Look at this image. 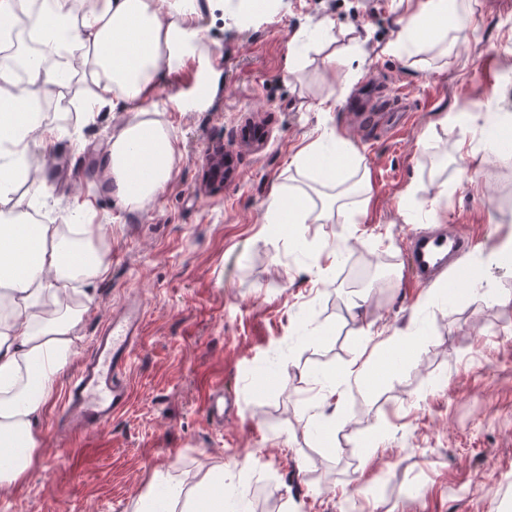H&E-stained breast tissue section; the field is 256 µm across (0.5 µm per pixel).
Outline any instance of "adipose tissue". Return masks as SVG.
<instances>
[{
	"label": "adipose tissue",
	"mask_w": 512,
	"mask_h": 512,
	"mask_svg": "<svg viewBox=\"0 0 512 512\" xmlns=\"http://www.w3.org/2000/svg\"><path fill=\"white\" fill-rule=\"evenodd\" d=\"M399 3L403 25L388 47L398 56L447 40L470 8V0ZM202 5L203 0H0V51H12L25 71L24 80H17L13 62H0V302L10 308L0 318L1 486L29 476L37 425L81 341L85 310L65 305L68 286L102 279L110 267L105 228L92 223L91 202L73 203L70 235L59 225L36 223L12 204L24 183L37 195L47 193L39 177L41 157L63 130L42 119L40 103L81 77L91 85L80 106L82 122H94L106 110L129 113L106 143L101 177L125 209L151 204L172 178L178 147L171 127L149 103L166 71L206 49ZM466 124L469 135L456 147L462 161L494 154L498 142L512 137L497 117L471 112ZM329 139L320 133L293 163L298 172L314 171L331 195L315 199L299 187L277 186L267 201L266 223L287 232L297 224L353 223V211L335 192L350 156L328 152ZM412 347L410 336H390L383 352L355 365L349 375L357 384H373ZM212 469L216 481L197 497L184 498L181 485L166 478L165 496L147 492L133 512H175L180 501L182 512H246L244 494L219 477L223 461Z\"/></svg>",
	"instance_id": "ef3b65f1"
}]
</instances>
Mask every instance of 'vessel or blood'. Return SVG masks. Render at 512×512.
Returning <instances> with one entry per match:
<instances>
[{
    "mask_svg": "<svg viewBox=\"0 0 512 512\" xmlns=\"http://www.w3.org/2000/svg\"><path fill=\"white\" fill-rule=\"evenodd\" d=\"M467 238L456 234H426L410 242L409 263L418 279L425 282L436 273L454 267L469 248ZM140 309H129L111 320L96 336L90 355L76 368L64 395L63 420L74 432H90L109 424L131 399L125 375L141 339Z\"/></svg>",
    "mask_w": 512,
    "mask_h": 512,
    "instance_id": "obj_1",
    "label": "vessel or blood"
}]
</instances>
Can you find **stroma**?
<instances>
[{
    "label": "stroma",
    "instance_id": "stroma-1",
    "mask_svg": "<svg viewBox=\"0 0 512 512\" xmlns=\"http://www.w3.org/2000/svg\"><path fill=\"white\" fill-rule=\"evenodd\" d=\"M400 15L398 0H284L243 28L215 0L200 24L220 86L206 109L181 112L182 88L202 65L189 59L166 74L153 103L180 155L141 210L125 209L96 167L124 113L85 125L59 97L43 101L42 115L66 133L45 152L47 202L23 187L17 206L63 224L75 200H88L108 233L110 271L78 295L88 311L77 355L128 302L141 303L144 329L126 410L74 436L55 397L37 426L35 466L25 483L0 487V512H131L160 474L196 493L217 458L245 461L231 477L250 512H512V262L490 258L512 234V155L463 163L454 150L459 113L512 116V0H471L461 31L410 57L384 51ZM320 20L328 40L290 60L289 43ZM346 54L358 56L357 72L329 61ZM374 83L406 99L407 121L387 132L351 121ZM331 94L335 108L316 111ZM323 129L354 161L340 182L366 177L369 198H348L355 223L285 234L266 223L267 199L273 186L309 183L292 159ZM426 134L439 155L421 149ZM216 144L234 170L217 191L205 184ZM411 185L422 217L447 189L444 224L474 240L460 264L484 287L450 288L445 313L426 295L447 274L421 286L409 268L410 239L429 228L398 211ZM336 248L341 260L319 275V253ZM357 295L365 301L354 310ZM371 330L410 334L414 350L379 383H346L372 350ZM322 375L344 383L332 449L308 423ZM219 383L235 409L216 424L204 403Z\"/></svg>",
    "mask_w": 512,
    "mask_h": 512
}]
</instances>
